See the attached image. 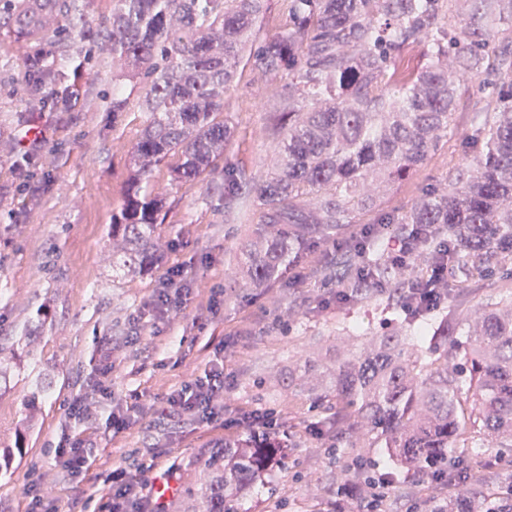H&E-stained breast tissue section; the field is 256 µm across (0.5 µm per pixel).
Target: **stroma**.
<instances>
[{"label": "stroma", "mask_w": 512, "mask_h": 512, "mask_svg": "<svg viewBox=\"0 0 512 512\" xmlns=\"http://www.w3.org/2000/svg\"><path fill=\"white\" fill-rule=\"evenodd\" d=\"M58 15L29 38L0 30V343L21 354V374L0 394V440L26 432L21 456L0 469V512H26L28 489L40 481L48 494L45 512H105V480L112 469L157 457L160 468L176 465L177 491L168 512H199L197 472L224 438L220 423L170 421L158 414L159 401L181 385L223 362L233 377L224 418L240 409H274L288 429V465L273 472L246 500L241 512H329L331 494L357 466L390 473L382 512L470 498V485L439 487L425 475L399 470L385 449L364 447L340 433L313 437V426L331 417L322 404V370L334 365L369 333L401 326L405 313L367 297L349 306H322L340 283L334 274L301 284L265 289L241 280V247L253 238L261 214L244 204L225 214L219 179L173 181L167 166L153 174L155 192L169 206L159 231L162 261L134 276L112 272V213L119 209L131 147L149 118L131 109L112 110L109 53L96 67L78 68L94 46L91 33L60 47L51 36L65 25ZM79 79L80 99L50 111L43 94L31 91L26 73L33 60ZM288 76L271 77L239 67L224 116L234 128L224 156L248 177L272 170L277 143L268 135ZM490 87L461 82L458 104L448 117V134L412 180L392 187L365 213L410 209L423 190L443 185L450 167L464 164L462 144L474 101ZM47 127L41 151L25 156L20 141L29 125ZM183 268L193 281L187 302L158 320L147 302L167 271ZM242 335L229 344L230 335ZM110 348L111 372L100 373V350ZM39 395L41 411L28 416L26 402ZM83 396L85 408L71 415L69 404ZM137 403L134 425L113 433V407ZM89 443V467L69 477L54 462L61 434Z\"/></svg>", "instance_id": "stroma-1"}]
</instances>
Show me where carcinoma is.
<instances>
[{
    "instance_id": "1",
    "label": "carcinoma",
    "mask_w": 512,
    "mask_h": 512,
    "mask_svg": "<svg viewBox=\"0 0 512 512\" xmlns=\"http://www.w3.org/2000/svg\"><path fill=\"white\" fill-rule=\"evenodd\" d=\"M57 0H0V29L20 35L43 28ZM268 0H112L98 26L97 47L121 64L141 90L137 106L150 114L130 157L133 174L112 214V237L126 248L116 271L139 272L161 261L154 239L165 204L152 194L158 166L177 181L221 177L224 212L238 210L244 169L224 161L232 127L221 118L224 99L245 64L291 77L282 111L270 127L277 141L271 174L253 185L262 214L244 247L250 288L282 282L311 243L341 233L371 207L373 194L412 178L448 132L455 85L495 59L498 92L471 108L467 162L448 171V190L423 193L409 210L383 217L384 233L413 247L430 264L448 243V262L480 280L512 255V52L495 41L512 23V0H289L288 28L257 42L255 27ZM457 6L460 21L442 15ZM69 24L54 32L64 42L84 23L80 0H67ZM413 48L422 62L407 73L395 63ZM345 299L370 290L366 270L392 283L389 297L415 272L389 266L375 249L345 246ZM474 328L448 344L455 324L438 325L442 340L422 349L411 325L376 333L351 350L327 376L336 388L340 431L386 448L407 473L453 467L468 451L465 436L512 448V294L470 311ZM17 366L0 347V390ZM23 433L0 447V467L22 451ZM282 450L274 440L252 445L224 439V452L204 463L203 512H239L253 487L269 476Z\"/></svg>"
}]
</instances>
